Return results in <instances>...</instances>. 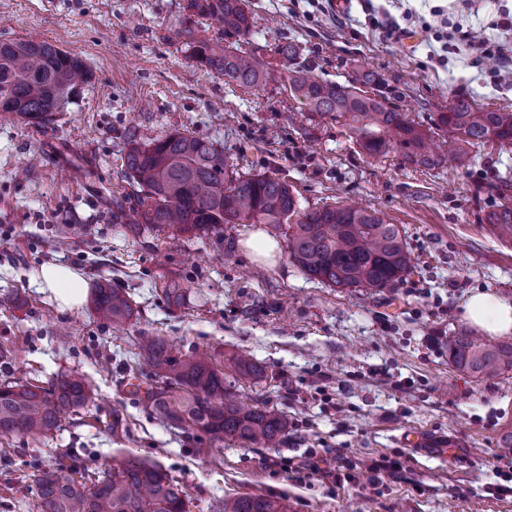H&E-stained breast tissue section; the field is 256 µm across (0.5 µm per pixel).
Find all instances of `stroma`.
<instances>
[{"label": "stroma", "mask_w": 512, "mask_h": 512, "mask_svg": "<svg viewBox=\"0 0 512 512\" xmlns=\"http://www.w3.org/2000/svg\"><path fill=\"white\" fill-rule=\"evenodd\" d=\"M184 0H0V42L46 41L78 55L92 74L75 104L44 126L0 115V383L43 386L78 372L99 405L67 415L34 443L0 438V512H39L36 481L58 453L87 449V473L126 461L160 462L187 494V512H213L243 493L281 500L288 512H512V498L488 487L512 455V370L482 378L458 371L451 336L468 323L470 293L512 302V240L487 216L500 198L491 186L512 178V147L486 149L464 169H418L400 150L362 153L344 119L300 109L276 49L297 44L323 79L346 83L360 69L410 119L431 127L464 96L512 110V85L491 82L498 67L479 52H451L461 31L491 40L512 0H246L248 41L269 64L258 90L198 64L173 29ZM182 132L214 143L241 173L288 182L301 207L356 205L399 225L411 272L373 294L308 279L290 261L281 232L228 224L223 232L176 234L128 226L138 191L121 158L129 133L142 142ZM257 231L277 245L269 263L245 247ZM59 264L88 288L105 281L128 293L137 319L106 325L91 301L60 310L37 276ZM193 289L168 306L162 285ZM164 338L177 353L208 352L224 368L247 350L264 367L231 388L267 402L288 420L274 448L212 442L163 424L127 392L128 379L154 381L139 336ZM447 458H435L440 445ZM326 456L355 466L337 486L296 479L284 462ZM400 459L398 472L368 462Z\"/></svg>", "instance_id": "obj_1"}]
</instances>
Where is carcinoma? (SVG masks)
<instances>
[{"mask_svg": "<svg viewBox=\"0 0 512 512\" xmlns=\"http://www.w3.org/2000/svg\"><path fill=\"white\" fill-rule=\"evenodd\" d=\"M245 0H185L188 17L218 24L217 31L195 33L186 27L193 58L236 84L259 89L269 72L253 52L242 48L250 34ZM239 37L235 44L224 38ZM91 74L83 60L48 42L0 43V112L42 125L74 103ZM289 89L307 111L348 120L359 146L370 155L399 149L413 165L433 169L441 158L431 150L432 131L407 119L384 95L371 92L380 79L360 71L349 84L321 80L310 68L289 71ZM435 129L459 142L453 168L470 166L490 142L512 144V111L491 110L459 97L438 113ZM127 177L140 189L136 224L164 226L176 233H219L226 224H269L283 230L291 262L311 279L336 288L380 291L412 268L404 236L377 212L350 206L300 208L288 183L267 174H240L224 164L212 142L180 132L148 144L130 133L124 156ZM503 203L487 216L497 232L512 238V180L495 185ZM161 294L171 307L183 304L189 289L169 284ZM99 318L122 327L135 317L128 294L100 285L93 300ZM460 371L485 376L512 370V343H491L462 329L448 344ZM140 355L156 382L132 385L130 394L160 419L197 430L214 441L231 439L262 447L278 444L288 429L282 415L265 406H244L226 385L224 373L204 358L176 356L158 336H144ZM237 376L256 380L263 367L246 353L230 358ZM99 395L83 375L61 374L36 386L16 378L0 385V437L37 442L48 438L66 414L97 405ZM69 453L59 455L38 480L40 512H186V493L158 463L133 460L91 479L74 477ZM217 512H286L280 500L243 494L226 500Z\"/></svg>", "mask_w": 512, "mask_h": 512, "instance_id": "obj_1", "label": "carcinoma"}]
</instances>
